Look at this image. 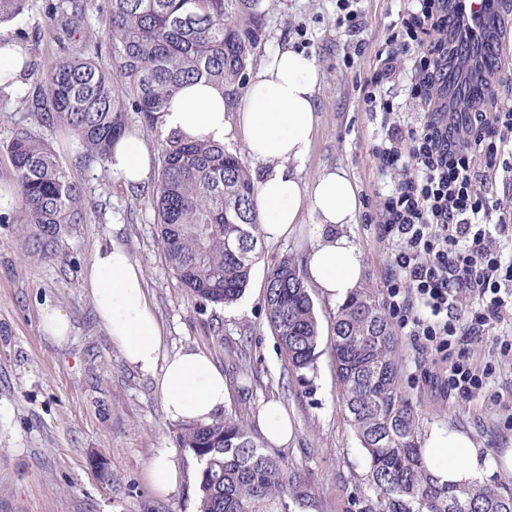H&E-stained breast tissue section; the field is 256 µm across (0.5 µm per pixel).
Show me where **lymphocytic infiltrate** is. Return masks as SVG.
<instances>
[{"mask_svg": "<svg viewBox=\"0 0 512 512\" xmlns=\"http://www.w3.org/2000/svg\"><path fill=\"white\" fill-rule=\"evenodd\" d=\"M463 0H409L408 13L387 39V63L416 44L411 94L422 106L418 128L392 129L373 145L381 171L397 178L384 186L375 217L381 240L392 243L388 308L419 353L432 359V382L443 394L470 399L483 387L463 343L512 312V254L497 239L512 240L502 201L487 187L484 169L496 167L512 110L483 111L495 92L486 78L469 98L472 112L448 109L453 60L478 37ZM477 300V317L462 315L464 299Z\"/></svg>", "mask_w": 512, "mask_h": 512, "instance_id": "lymphocytic-infiltrate-1", "label": "lymphocytic infiltrate"}]
</instances>
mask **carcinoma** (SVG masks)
Instances as JSON below:
<instances>
[{"label":"carcinoma","mask_w":512,"mask_h":512,"mask_svg":"<svg viewBox=\"0 0 512 512\" xmlns=\"http://www.w3.org/2000/svg\"><path fill=\"white\" fill-rule=\"evenodd\" d=\"M263 0H105L106 42L90 40L87 0H49L47 33L59 51L47 69L40 121L79 139L81 164L106 166L132 130L131 115L154 128L155 114L183 86L204 82L233 95L263 36ZM26 0H0V25ZM11 162L17 204L0 224L40 229L47 254L61 228L87 222V186L69 177L41 134L26 125L0 146ZM151 203L170 271L195 304L226 306L244 294L261 239L255 182L222 144L164 139ZM265 313L288 366L315 370L320 337L303 266L282 259L267 276ZM332 356L342 404L367 463L362 512H512V485L441 486L418 446L419 414L401 388L396 330L372 289L358 288L333 317ZM179 445L198 468L196 512H319L311 484L268 451L241 414L187 422Z\"/></svg>","instance_id":"obj_1"}]
</instances>
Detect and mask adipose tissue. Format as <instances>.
Segmentation results:
<instances>
[{"mask_svg": "<svg viewBox=\"0 0 512 512\" xmlns=\"http://www.w3.org/2000/svg\"><path fill=\"white\" fill-rule=\"evenodd\" d=\"M316 87L314 61L285 48L265 63L240 99L204 83L187 86L156 116L155 126L166 136L220 144L230 115H237L251 157L268 167L256 183L262 237L289 238L301 214L310 212L314 223L309 279L324 296L342 302L359 287L364 265L361 251L343 231L360 209L357 190L336 168L321 170L309 184L289 170L307 158L312 146ZM108 167L126 186L144 185L151 167L144 136L133 131L120 138ZM88 286L96 315L113 344L128 365L153 377L169 418L179 422L216 418L228 395L224 374L204 352H169L145 291L142 266L122 247L97 249ZM422 445L440 484L480 483L490 473L486 454L463 429L433 427Z\"/></svg>", "mask_w": 512, "mask_h": 512, "instance_id": "adipose-tissue-1", "label": "adipose tissue"}]
</instances>
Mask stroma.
<instances>
[{"mask_svg": "<svg viewBox=\"0 0 512 512\" xmlns=\"http://www.w3.org/2000/svg\"><path fill=\"white\" fill-rule=\"evenodd\" d=\"M407 0H356L358 31H349L336 0H263L264 34L247 71L280 48L291 47L313 59L318 75L315 130L307 160L297 165L301 181L312 182L324 168L342 169L357 189L361 209L345 231L363 254V282L380 306H387L390 247L379 239L373 220L377 190L385 182L369 150L386 127L363 102L368 84L394 106L393 119L418 127L422 111L409 91V60L382 74L379 54L390 25L403 15ZM45 0H28L24 12L5 24L24 29L32 71L22 96L39 95L55 49L35 39L45 28ZM40 131L71 177L85 183L102 210L65 232L55 251H34L35 228L0 224V512H196L197 463L180 448L179 424L165 413L153 378L127 364L98 320L85 279L92 255L102 245L125 248L144 269L146 290L169 352L195 349L210 355L230 389L225 408L255 422L262 405L279 401L295 427L279 447L313 485L321 512H359L366 490V463L341 405L331 355V322L338 304L310 293L320 324L319 358L313 372L288 371L279 342L264 312L268 272L284 257L306 261L313 222L303 213L293 237L263 243L251 281L237 303L200 307L192 302L166 265L156 233L149 192L127 188L111 171L86 169L80 149L65 129L44 123ZM68 313L71 333L59 343L41 330V312ZM477 367L494 363L492 337L469 338L465 345ZM402 383L419 413L420 431L441 424L473 434L493 464L492 482H512L500 456L512 448V365L494 363L485 386L470 400L447 397L433 388L431 360L399 335ZM167 450L177 471L175 487L157 491L147 473L159 450ZM104 455L111 484L100 482L90 464Z\"/></svg>", "mask_w": 512, "mask_h": 512, "instance_id": "obj_1", "label": "stroma"}]
</instances>
